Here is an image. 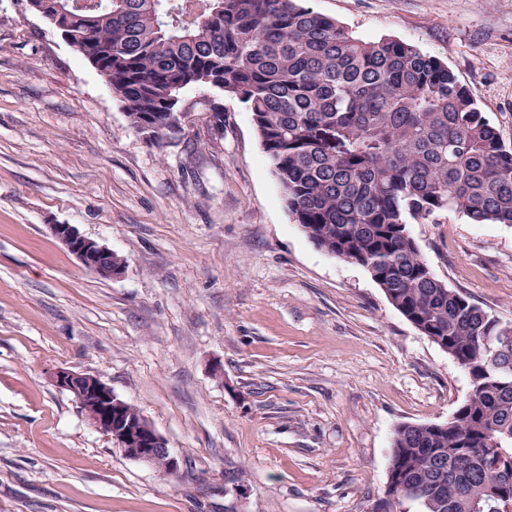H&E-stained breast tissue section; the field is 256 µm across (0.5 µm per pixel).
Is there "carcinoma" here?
<instances>
[{"mask_svg":"<svg viewBox=\"0 0 512 512\" xmlns=\"http://www.w3.org/2000/svg\"><path fill=\"white\" fill-rule=\"evenodd\" d=\"M61 2L88 22L91 66L133 130L161 139L188 85L238 99L303 233L477 377L448 421L395 428L372 512H498L489 491L512 497V323L438 279L410 230L448 209L512 227V151L469 89L415 45L360 38L301 0Z\"/></svg>","mask_w":512,"mask_h":512,"instance_id":"obj_1","label":"carcinoma"}]
</instances>
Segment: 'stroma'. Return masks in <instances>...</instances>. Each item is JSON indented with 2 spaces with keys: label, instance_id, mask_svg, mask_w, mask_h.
<instances>
[{
  "label": "stroma",
  "instance_id": "1",
  "mask_svg": "<svg viewBox=\"0 0 512 512\" xmlns=\"http://www.w3.org/2000/svg\"><path fill=\"white\" fill-rule=\"evenodd\" d=\"M306 4L441 59L512 149V0ZM181 110L162 140L136 133L26 0H0V512H371L395 427L448 421L469 377L294 223L243 104L193 85ZM55 224L123 274L86 271ZM410 229L440 280L512 321V227L450 210ZM60 367L139 409L176 474L91 426ZM53 233L81 262L89 272L102 279H113L122 275L124 262L113 263L112 249L79 234L69 224L53 225Z\"/></svg>",
  "mask_w": 512,
  "mask_h": 512
}]
</instances>
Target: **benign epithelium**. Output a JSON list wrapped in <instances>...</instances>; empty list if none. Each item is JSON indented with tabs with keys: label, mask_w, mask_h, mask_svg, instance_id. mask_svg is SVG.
Listing matches in <instances>:
<instances>
[{
	"label": "benign epithelium",
	"mask_w": 512,
	"mask_h": 512,
	"mask_svg": "<svg viewBox=\"0 0 512 512\" xmlns=\"http://www.w3.org/2000/svg\"><path fill=\"white\" fill-rule=\"evenodd\" d=\"M29 9L53 28L68 32L78 17L62 10L60 0H27ZM53 233L89 272L102 279L122 275L125 264L113 263L112 249L79 234L70 224L53 225ZM51 383L73 395L90 424L109 436L124 454L136 461L175 473L177 461L165 439L142 416L126 413V402L98 377L67 367L57 368Z\"/></svg>",
	"instance_id": "1"
}]
</instances>
